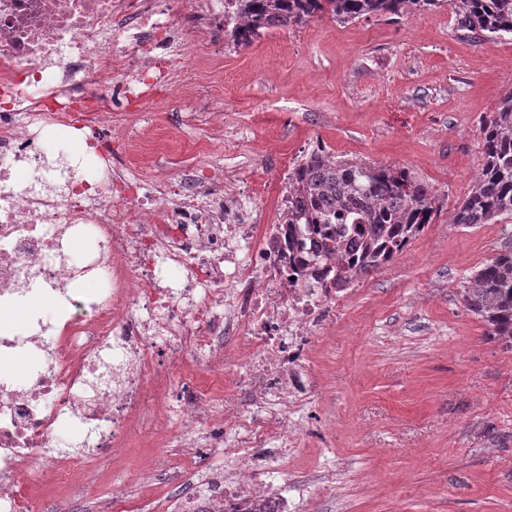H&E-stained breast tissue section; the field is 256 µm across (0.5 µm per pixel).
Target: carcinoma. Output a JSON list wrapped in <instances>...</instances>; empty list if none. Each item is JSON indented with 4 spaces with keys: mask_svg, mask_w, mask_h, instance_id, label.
Returning <instances> with one entry per match:
<instances>
[{
    "mask_svg": "<svg viewBox=\"0 0 512 512\" xmlns=\"http://www.w3.org/2000/svg\"><path fill=\"white\" fill-rule=\"evenodd\" d=\"M450 5L471 37L512 36V0H235L226 22L232 41L251 45L269 28L327 17L348 23ZM483 163L452 223L490 224L512 217V92L480 124ZM442 209L431 186L405 168L336 159L322 148L288 173V212L281 229L288 264L298 276L322 275L342 291L392 263ZM465 307L487 335L512 349V251L494 256L463 288Z\"/></svg>",
    "mask_w": 512,
    "mask_h": 512,
    "instance_id": "carcinoma-1",
    "label": "carcinoma"
}]
</instances>
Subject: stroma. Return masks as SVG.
Listing matches in <instances>:
<instances>
[{
	"label": "stroma",
	"instance_id": "1",
	"mask_svg": "<svg viewBox=\"0 0 512 512\" xmlns=\"http://www.w3.org/2000/svg\"><path fill=\"white\" fill-rule=\"evenodd\" d=\"M196 81L143 109L116 140L145 182L190 169L224 173V190L262 224L284 221L288 174L322 147L336 158L408 169L442 204L433 224L389 266L355 285L318 334L309 404L282 480L302 512H512V349L491 340L461 291L475 270L512 250V219L470 227L451 213L483 163L478 129L512 91V37L474 43L451 7L347 24L324 18L266 31L242 47L225 39ZM173 369L169 405L195 385L216 410L243 402L244 372ZM177 428L135 436L118 457L75 455L70 473L94 485L79 512H97L116 482L157 457L182 471L154 476L150 495L117 512H164L196 491L222 457L177 450ZM332 495L303 494L322 479Z\"/></svg>",
	"mask_w": 512,
	"mask_h": 512
}]
</instances>
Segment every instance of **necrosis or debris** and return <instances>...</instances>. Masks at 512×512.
<instances>
[{
  "label": "necrosis or debris",
  "instance_id": "obj_1",
  "mask_svg": "<svg viewBox=\"0 0 512 512\" xmlns=\"http://www.w3.org/2000/svg\"><path fill=\"white\" fill-rule=\"evenodd\" d=\"M186 28L222 40L224 0H0V308L47 287L68 302L29 330L0 333V358L54 341L25 386L0 375V512H33L29 488L67 477L71 429L99 458L159 423L160 355L216 369L229 347L250 404L217 413L211 398L184 391L182 450L197 451L205 430L226 463L173 512L296 508L250 461L273 440L280 464L292 456L289 420L309 393L304 367L342 296L294 284L277 226L226 203L223 176L202 180L191 169L149 187L113 148L114 93L138 112L175 78L195 76L197 59L173 47ZM73 127L90 160L59 194L45 159L68 149ZM227 428L239 435L230 447Z\"/></svg>",
  "mask_w": 512,
  "mask_h": 512
}]
</instances>
